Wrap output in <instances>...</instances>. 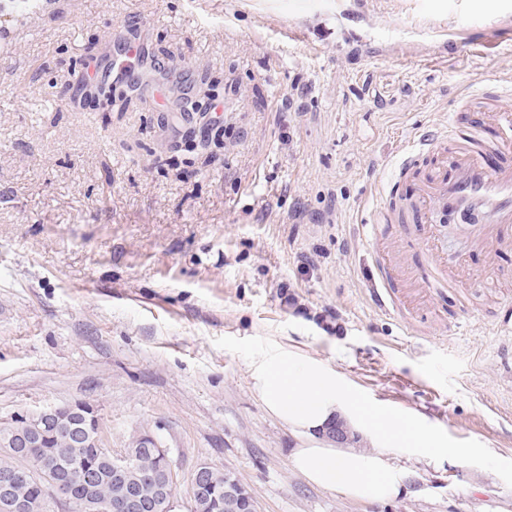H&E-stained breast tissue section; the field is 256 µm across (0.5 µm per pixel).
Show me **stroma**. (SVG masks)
<instances>
[{
  "label": "stroma",
  "instance_id": "1",
  "mask_svg": "<svg viewBox=\"0 0 512 512\" xmlns=\"http://www.w3.org/2000/svg\"><path fill=\"white\" fill-rule=\"evenodd\" d=\"M54 3L0 14V423L82 400L114 454L152 434L177 512L202 462L260 512H512V243L445 214L462 284L426 288L425 225H383L385 265L365 240L413 140L478 89L512 111V0ZM127 40L163 99L108 78ZM282 348L451 455L393 449L382 501L309 484L250 388Z\"/></svg>",
  "mask_w": 512,
  "mask_h": 512
}]
</instances>
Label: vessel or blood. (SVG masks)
Segmentation results:
<instances>
[{
	"label": "vessel or blood",
	"mask_w": 512,
	"mask_h": 512,
	"mask_svg": "<svg viewBox=\"0 0 512 512\" xmlns=\"http://www.w3.org/2000/svg\"><path fill=\"white\" fill-rule=\"evenodd\" d=\"M142 56V47L125 43L112 59L119 76L131 77ZM463 109L477 118L468 124L449 121L420 136L403 152L397 169L413 174L417 162L435 157L437 165L430 174L418 178L412 198L402 207L412 210L422 224H436L439 213L448 206L474 209L484 215L473 225L471 235L484 243H493L497 226L512 224V113L497 108L494 96H469Z\"/></svg>",
	"instance_id": "1"
}]
</instances>
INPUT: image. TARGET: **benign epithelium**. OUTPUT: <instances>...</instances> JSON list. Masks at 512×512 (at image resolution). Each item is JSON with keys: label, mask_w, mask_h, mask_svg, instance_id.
<instances>
[{"label": "benign epithelium", "mask_w": 512, "mask_h": 512, "mask_svg": "<svg viewBox=\"0 0 512 512\" xmlns=\"http://www.w3.org/2000/svg\"><path fill=\"white\" fill-rule=\"evenodd\" d=\"M13 421L30 425L31 433L21 435L9 442L11 448H35L45 430L72 434L76 428L88 429L101 436V425L92 405L84 401H74L67 405L37 413H26L13 418ZM132 444L147 448L155 461V467L146 474V480L155 485L153 500L145 499L142 489L136 484L125 487L118 496L121 512H175L176 497L175 472L168 451L151 434H139ZM133 456L129 452L112 457V476L117 481L129 470ZM212 466L206 462L198 464L192 476V497L212 502L224 498V508L231 512H258V504L252 490L233 473L224 471V485L209 480ZM91 468L87 464L74 467L65 479L52 482L49 494L51 501L68 512L75 503L74 484L91 487ZM27 476L18 469L0 470V512H26L28 504L15 495V487L27 482Z\"/></svg>", "instance_id": "obj_1"}]
</instances>
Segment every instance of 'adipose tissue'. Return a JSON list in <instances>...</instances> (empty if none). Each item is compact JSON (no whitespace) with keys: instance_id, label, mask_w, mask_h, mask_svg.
I'll list each match as a JSON object with an SVG mask.
<instances>
[{"instance_id":"1","label":"adipose tissue","mask_w":512,"mask_h":512,"mask_svg":"<svg viewBox=\"0 0 512 512\" xmlns=\"http://www.w3.org/2000/svg\"><path fill=\"white\" fill-rule=\"evenodd\" d=\"M250 380L254 396L298 440L292 464L310 484L362 502L397 494L387 456L393 448L423 441L419 428L408 422L393 427L375 414L371 421L382 436L380 449L344 450L324 438L330 422L351 413L350 399L337 387L335 371L310 357L276 350L252 361Z\"/></svg>"}]
</instances>
